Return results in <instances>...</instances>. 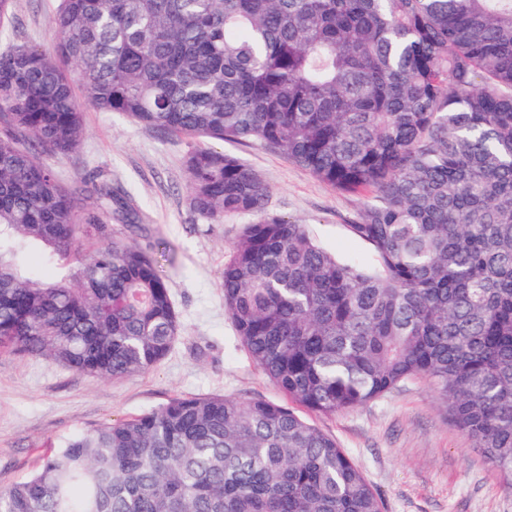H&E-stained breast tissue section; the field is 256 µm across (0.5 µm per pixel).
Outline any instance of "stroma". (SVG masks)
<instances>
[{"mask_svg": "<svg viewBox=\"0 0 512 512\" xmlns=\"http://www.w3.org/2000/svg\"><path fill=\"white\" fill-rule=\"evenodd\" d=\"M58 0H14L0 51L50 45ZM85 135L66 155L48 157L60 183L96 186L85 205L126 199L139 225L112 222L113 237L152 250L172 291L181 333L148 372L102 380L43 357L0 352V489L36 473L45 452L65 437L142 414L175 397L224 394L286 404V397L238 344L224 313V263L247 215L211 223L189 203L185 159L195 141L134 123L118 112L84 110ZM209 147L250 166L269 187L265 216L307 225L341 259L371 261V248L349 225L365 197L320 181L263 144L209 140ZM307 420L336 439L379 493L383 512H512V486L452 422L422 380L380 400Z\"/></svg>", "mask_w": 512, "mask_h": 512, "instance_id": "stroma-1", "label": "stroma"}]
</instances>
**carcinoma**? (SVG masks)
<instances>
[{
	"mask_svg": "<svg viewBox=\"0 0 512 512\" xmlns=\"http://www.w3.org/2000/svg\"><path fill=\"white\" fill-rule=\"evenodd\" d=\"M56 39L0 53V347L100 379L150 370L181 324L149 249L108 237L42 157L87 104L171 134L258 141L335 188L369 189L341 261L263 216L269 187L207 147L201 217L252 214L224 313L299 407L336 415L423 379L512 486V0H59ZM62 266L25 270L32 245ZM0 512H382L330 435L262 399L176 397L64 438Z\"/></svg>",
	"mask_w": 512,
	"mask_h": 512,
	"instance_id": "cac0c4a2",
	"label": "carcinoma"
}]
</instances>
